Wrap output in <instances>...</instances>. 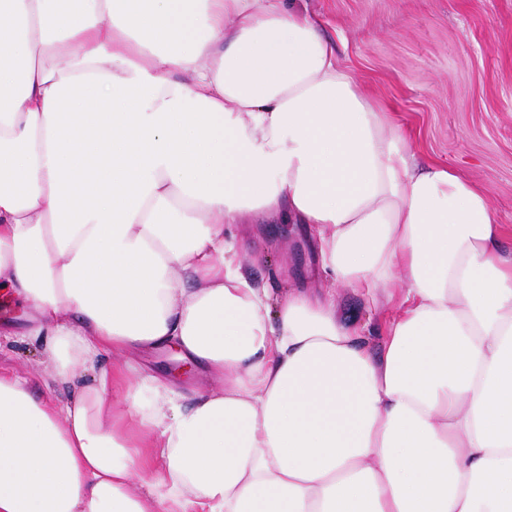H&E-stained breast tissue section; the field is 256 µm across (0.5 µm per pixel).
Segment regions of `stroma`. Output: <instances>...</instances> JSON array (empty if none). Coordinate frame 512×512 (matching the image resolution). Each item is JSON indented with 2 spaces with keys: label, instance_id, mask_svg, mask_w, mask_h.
Here are the masks:
<instances>
[{
  "label": "stroma",
  "instance_id": "stroma-1",
  "mask_svg": "<svg viewBox=\"0 0 512 512\" xmlns=\"http://www.w3.org/2000/svg\"><path fill=\"white\" fill-rule=\"evenodd\" d=\"M343 66L384 104L406 135L411 160L455 169L487 191L503 245L512 248V0H303ZM256 282L270 293L324 281L301 225L241 224ZM337 312L368 331L388 320L340 288ZM37 348L0 341V369L45 391Z\"/></svg>",
  "mask_w": 512,
  "mask_h": 512
}]
</instances>
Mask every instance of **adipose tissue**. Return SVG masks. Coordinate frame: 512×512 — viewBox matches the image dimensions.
I'll return each instance as SVG.
<instances>
[{
  "mask_svg": "<svg viewBox=\"0 0 512 512\" xmlns=\"http://www.w3.org/2000/svg\"><path fill=\"white\" fill-rule=\"evenodd\" d=\"M407 151L296 0H0V297L64 393L0 372V512H512V252ZM276 220L330 288L235 261ZM345 287L336 285L337 312L340 319L348 326L364 330H379L382 323L389 318V312L369 308L360 297L350 293Z\"/></svg>",
  "mask_w": 512,
  "mask_h": 512,
  "instance_id": "obj_1",
  "label": "adipose tissue"
}]
</instances>
